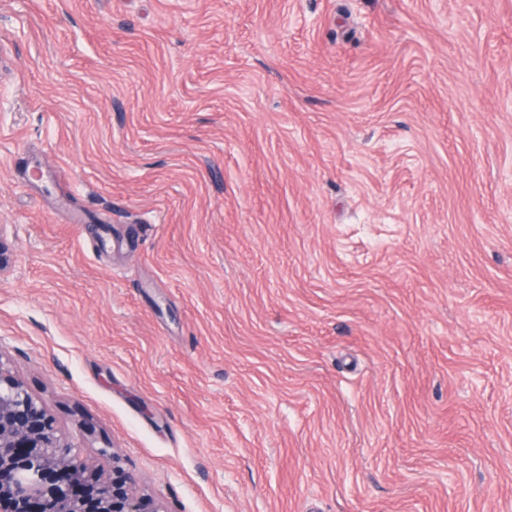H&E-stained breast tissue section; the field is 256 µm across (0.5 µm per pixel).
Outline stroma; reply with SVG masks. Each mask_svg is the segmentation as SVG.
Listing matches in <instances>:
<instances>
[{"instance_id": "35a3bbf8", "label": "stroma", "mask_w": 512, "mask_h": 512, "mask_svg": "<svg viewBox=\"0 0 512 512\" xmlns=\"http://www.w3.org/2000/svg\"><path fill=\"white\" fill-rule=\"evenodd\" d=\"M1 224L168 512H512V0H0Z\"/></svg>"}]
</instances>
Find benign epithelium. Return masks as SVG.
Instances as JSON below:
<instances>
[{
    "label": "benign epithelium",
    "instance_id": "benign-epithelium-1",
    "mask_svg": "<svg viewBox=\"0 0 512 512\" xmlns=\"http://www.w3.org/2000/svg\"><path fill=\"white\" fill-rule=\"evenodd\" d=\"M0 353V512H168L61 434Z\"/></svg>",
    "mask_w": 512,
    "mask_h": 512
}]
</instances>
